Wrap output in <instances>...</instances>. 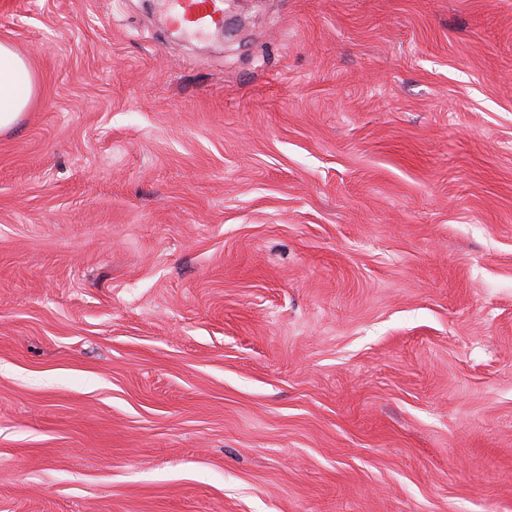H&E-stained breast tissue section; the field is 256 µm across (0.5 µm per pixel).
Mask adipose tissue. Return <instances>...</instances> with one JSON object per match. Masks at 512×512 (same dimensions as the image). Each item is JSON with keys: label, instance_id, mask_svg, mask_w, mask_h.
I'll use <instances>...</instances> for the list:
<instances>
[{"label": "adipose tissue", "instance_id": "adipose-tissue-1", "mask_svg": "<svg viewBox=\"0 0 512 512\" xmlns=\"http://www.w3.org/2000/svg\"><path fill=\"white\" fill-rule=\"evenodd\" d=\"M33 78L27 62L0 43V130L11 128L31 98Z\"/></svg>", "mask_w": 512, "mask_h": 512}]
</instances>
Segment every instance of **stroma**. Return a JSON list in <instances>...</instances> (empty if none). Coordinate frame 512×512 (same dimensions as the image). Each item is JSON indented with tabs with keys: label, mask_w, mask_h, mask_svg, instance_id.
<instances>
[{
	"label": "stroma",
	"mask_w": 512,
	"mask_h": 512,
	"mask_svg": "<svg viewBox=\"0 0 512 512\" xmlns=\"http://www.w3.org/2000/svg\"><path fill=\"white\" fill-rule=\"evenodd\" d=\"M0 0V512H512V0ZM170 17L193 33L212 32L224 24L223 0H169ZM33 78L27 62L0 43V130L11 128L30 102Z\"/></svg>",
	"instance_id": "stroma-1"
}]
</instances>
